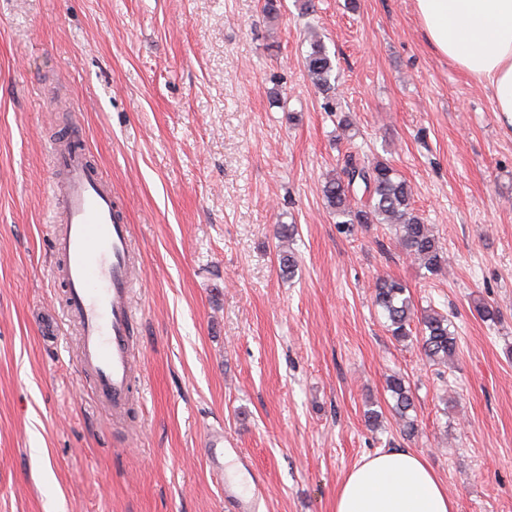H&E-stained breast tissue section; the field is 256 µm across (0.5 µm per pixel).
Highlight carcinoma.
Segmentation results:
<instances>
[{
	"instance_id": "carcinoma-1",
	"label": "carcinoma",
	"mask_w": 512,
	"mask_h": 512,
	"mask_svg": "<svg viewBox=\"0 0 512 512\" xmlns=\"http://www.w3.org/2000/svg\"><path fill=\"white\" fill-rule=\"evenodd\" d=\"M304 68L311 83L326 98L336 91L337 76L324 40L317 34L308 39ZM364 184L366 201L352 196L355 183ZM324 198L327 208L336 216V224L346 233L356 224H386L395 230L399 245L431 274L442 271L447 258L428 225L412 206V189L393 167L384 161L369 163L359 156L346 155L340 173L328 178ZM374 303L386 319L388 332L398 341L412 337L411 323L419 319L418 342L430 361L446 364L457 352L455 331L448 316L434 310L417 314L411 295L403 283L393 278H379L375 283ZM391 411L402 422L406 437L415 433L414 399L409 386L398 374L387 378Z\"/></svg>"
}]
</instances>
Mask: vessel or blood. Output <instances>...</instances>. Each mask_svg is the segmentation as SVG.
<instances>
[{"mask_svg": "<svg viewBox=\"0 0 512 512\" xmlns=\"http://www.w3.org/2000/svg\"><path fill=\"white\" fill-rule=\"evenodd\" d=\"M51 169L59 200L52 251L66 288L67 311L78 325L79 365L98 399L119 416L130 404L135 373L130 343L135 263L129 226L80 130L55 145ZM207 445L214 450L209 465L223 477L225 499L236 512H258L262 485L244 488L223 475L224 459L216 453L224 445L223 431H212Z\"/></svg>", "mask_w": 512, "mask_h": 512, "instance_id": "1", "label": "vessel or blood"}]
</instances>
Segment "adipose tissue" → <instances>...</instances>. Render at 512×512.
<instances>
[{
    "label": "adipose tissue",
    "instance_id": "ef3b65f1",
    "mask_svg": "<svg viewBox=\"0 0 512 512\" xmlns=\"http://www.w3.org/2000/svg\"><path fill=\"white\" fill-rule=\"evenodd\" d=\"M428 44L460 70L487 81L512 128V0H414ZM334 512H456L420 454L404 448L364 457L341 481Z\"/></svg>",
    "mask_w": 512,
    "mask_h": 512
}]
</instances>
